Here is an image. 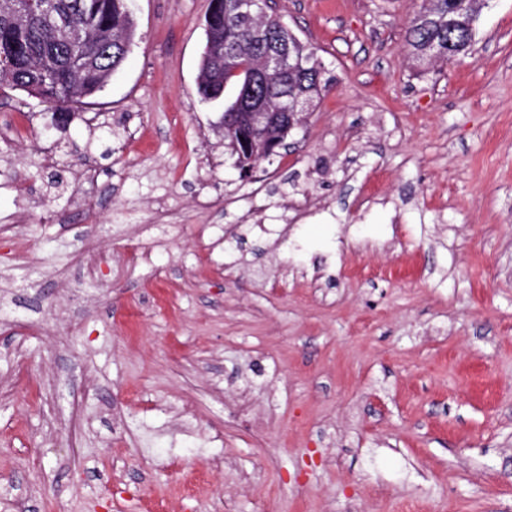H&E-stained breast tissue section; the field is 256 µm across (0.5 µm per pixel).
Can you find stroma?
<instances>
[{"label":"stroma","instance_id":"1","mask_svg":"<svg viewBox=\"0 0 512 512\" xmlns=\"http://www.w3.org/2000/svg\"><path fill=\"white\" fill-rule=\"evenodd\" d=\"M424 4L277 0L329 89L247 180L209 0L0 98V512H512V0L420 64Z\"/></svg>","mask_w":512,"mask_h":512}]
</instances>
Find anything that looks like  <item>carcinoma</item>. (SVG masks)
<instances>
[{
  "mask_svg": "<svg viewBox=\"0 0 512 512\" xmlns=\"http://www.w3.org/2000/svg\"><path fill=\"white\" fill-rule=\"evenodd\" d=\"M13 0L0 3V91L19 89L59 107L72 109L102 92L112 73L126 60L134 43L135 23L128 0H52L53 14L24 12ZM265 35L259 42L240 27L233 0H220L205 17V47L200 61L197 94L217 100L235 92L227 112L263 101L273 107L286 102L305 111L321 79L320 63L304 49L301 57L284 61L280 75L250 83L251 71L266 54L267 44L285 45L291 30L273 9L256 20ZM470 15L464 0H428L406 34L410 54L418 61L450 59L471 46ZM229 44L243 72L224 82V44Z\"/></svg>",
  "mask_w": 512,
  "mask_h": 512,
  "instance_id": "cac0c4a2",
  "label": "carcinoma"
}]
</instances>
